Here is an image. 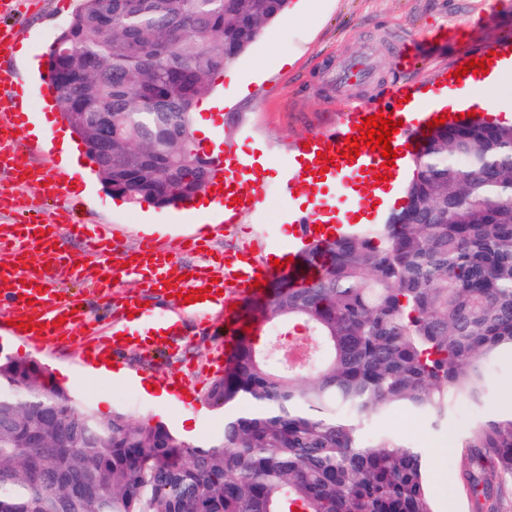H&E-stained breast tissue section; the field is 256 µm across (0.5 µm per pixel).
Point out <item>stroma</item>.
Segmentation results:
<instances>
[{"instance_id":"obj_1","label":"stroma","mask_w":512,"mask_h":512,"mask_svg":"<svg viewBox=\"0 0 512 512\" xmlns=\"http://www.w3.org/2000/svg\"><path fill=\"white\" fill-rule=\"evenodd\" d=\"M58 2L41 0L39 8L22 9L14 17L17 40L26 44L28 54L21 58L1 53L0 69L9 71L18 86L41 82L35 63L45 61L59 31L80 5V0H69L68 8L62 9ZM510 30L512 0H292L247 54L217 80L214 99L228 97L232 105L223 119L211 121L207 132L196 135L201 147L221 138L235 144L243 156L261 157L267 163L258 179L244 184L245 192L264 198L262 213L243 215L229 227L204 225L195 211L132 204L107 193L93 165L61 171L57 156L44 153L40 144H32L26 154L35 166L62 175L68 186L62 204L80 223L117 236L120 252L138 250L144 238L140 225L158 224L162 230L153 236L156 246L177 252L181 269L196 268L219 278L224 274L220 258L238 251L243 243H251L253 258L263 264L272 261L287 241L289 214L298 208L282 191L286 179L282 156L289 146L329 126L346 102L380 101L388 88L405 82L426 88L461 63L464 54L497 46ZM362 55L372 64V81L339 86L330 80V70ZM188 238L202 239V247L183 248ZM94 282V269H87L82 278L67 282L66 292L85 297L93 335L108 336L113 328L123 326L128 314L95 291ZM183 324L179 348L173 354L156 356L145 365L139 350L130 347L118 351L116 363L140 371L149 380L191 365L198 391H205L213 376L210 361L224 348V314L215 310L206 317L187 316ZM0 351L37 359L82 402L96 407L105 400L137 421L186 429L190 442L208 441L222 427L221 416L202 400H195L193 417L187 421L179 406L144 397L137 379L116 381L89 371L82 347L49 343L36 348L6 334L0 336ZM474 417L465 408L448 426L435 429L423 418L397 410L376 419L372 430L400 435L424 449L436 512H470L456 442Z\"/></svg>"}]
</instances>
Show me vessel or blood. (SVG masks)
Segmentation results:
<instances>
[{"mask_svg":"<svg viewBox=\"0 0 512 512\" xmlns=\"http://www.w3.org/2000/svg\"><path fill=\"white\" fill-rule=\"evenodd\" d=\"M475 79V73L470 72L460 78L450 74L442 76L441 82L465 109L469 106L466 92ZM375 114L392 117L400 123L399 131L391 141L396 152L390 167L391 174L382 183L374 179L375 174L382 171L383 157L379 151L364 146L359 155L347 158L342 155L349 137L361 136L363 121ZM438 115L436 102L421 98L412 86L395 88L374 105L363 102L345 104L329 128L310 133L304 143L289 149V195H298L314 185L333 186L354 193V203L359 211L372 214L378 193L370 191L358 195L354 192L355 187L367 184L378 186V192L390 191L399 181L407 160L418 153L429 134V121ZM17 129L15 122L0 119V171L11 174L16 180L21 177L17 165L20 158L15 136ZM327 155L333 156V165L324 164L323 158ZM213 160L224 170V201L220 208L224 212L225 224L237 223L243 214L260 212L264 207L263 199L241 195L238 188L246 167L236 147L224 144L214 153ZM12 215L13 231H0V249L10 256L9 261L0 265V300L9 303L12 319L8 333L26 338L36 346L48 342L57 345L78 343L93 360L111 356L115 351V341L110 337L91 338L88 331L90 322L81 300L60 297L54 288L56 282L71 279L81 270L64 250L67 239H83L84 257L94 265L97 283L103 292H111L113 280L129 274L147 277L148 287L158 289L163 296L181 293L186 297L196 290H206L205 299L179 303L177 316L159 319V332L150 338L140 339V348L148 352L167 347L170 338L181 334L179 318L183 315H204L220 307L224 310L226 329H233L232 306L253 293L254 282L271 281L278 272L291 275L297 272V263L293 260L284 264L281 270L274 271L262 269L251 259L243 264L230 259L224 263V278L217 282L219 289L214 292L210 289L214 282L208 275L196 272L189 278L174 277L173 272L177 268L175 254L158 251L152 241L142 242L138 260L129 265L118 254L109 235L90 232L87 225L75 222L69 215L59 214L54 220L44 223L35 220L30 208L20 205L13 208ZM345 217V211L339 206L318 198L296 213L293 233L300 239H330L336 225L342 224Z\"/></svg>","mask_w":512,"mask_h":512,"instance_id":"b4317fda","label":"vessel or blood"}]
</instances>
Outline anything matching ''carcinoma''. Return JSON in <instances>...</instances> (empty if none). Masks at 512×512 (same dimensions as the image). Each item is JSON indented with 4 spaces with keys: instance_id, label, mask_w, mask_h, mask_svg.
Here are the masks:
<instances>
[{
    "instance_id": "carcinoma-1",
    "label": "carcinoma",
    "mask_w": 512,
    "mask_h": 512,
    "mask_svg": "<svg viewBox=\"0 0 512 512\" xmlns=\"http://www.w3.org/2000/svg\"><path fill=\"white\" fill-rule=\"evenodd\" d=\"M290 0H81L50 50L61 118L104 189L156 208L217 168L194 106ZM112 104V166L93 115ZM407 204L384 224L316 240L298 284L237 307L234 360L204 402L220 434L194 444L123 409L101 416L33 358L0 352V512H434L423 451L370 437L406 409L438 429L461 404L490 411L491 368L512 354V126L431 131ZM300 322L321 360L275 371L245 326ZM471 512H504L512 419L458 441Z\"/></svg>"
}]
</instances>
